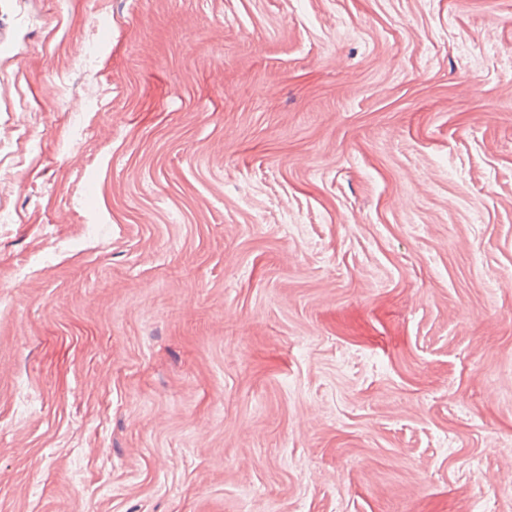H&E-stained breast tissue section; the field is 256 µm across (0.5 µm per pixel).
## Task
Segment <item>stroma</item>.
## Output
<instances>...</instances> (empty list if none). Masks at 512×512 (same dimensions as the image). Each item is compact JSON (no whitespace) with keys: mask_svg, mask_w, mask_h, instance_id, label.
Wrapping results in <instances>:
<instances>
[{"mask_svg":"<svg viewBox=\"0 0 512 512\" xmlns=\"http://www.w3.org/2000/svg\"><path fill=\"white\" fill-rule=\"evenodd\" d=\"M13 126L0 512H512V0H0Z\"/></svg>","mask_w":512,"mask_h":512,"instance_id":"obj_1","label":"stroma"}]
</instances>
